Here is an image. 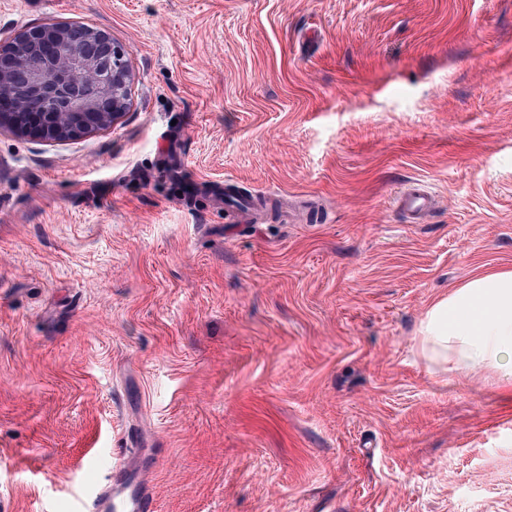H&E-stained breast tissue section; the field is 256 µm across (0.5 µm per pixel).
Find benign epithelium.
Listing matches in <instances>:
<instances>
[{"label": "benign epithelium", "instance_id": "obj_1", "mask_svg": "<svg viewBox=\"0 0 512 512\" xmlns=\"http://www.w3.org/2000/svg\"><path fill=\"white\" fill-rule=\"evenodd\" d=\"M132 82L125 51L92 28L66 24L20 31L0 42V125L43 141L76 139L117 121Z\"/></svg>", "mask_w": 512, "mask_h": 512}]
</instances>
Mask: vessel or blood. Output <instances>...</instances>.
I'll use <instances>...</instances> for the list:
<instances>
[{
    "instance_id": "b4317fda",
    "label": "vessel or blood",
    "mask_w": 512,
    "mask_h": 512,
    "mask_svg": "<svg viewBox=\"0 0 512 512\" xmlns=\"http://www.w3.org/2000/svg\"><path fill=\"white\" fill-rule=\"evenodd\" d=\"M431 201L429 190L418 183L398 196L401 209L414 217L425 213ZM95 467L98 475L72 501L73 512H157L141 462L112 463L100 456L95 460Z\"/></svg>"
}]
</instances>
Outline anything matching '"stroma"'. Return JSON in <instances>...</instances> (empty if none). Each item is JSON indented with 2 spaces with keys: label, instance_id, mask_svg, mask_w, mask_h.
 Here are the masks:
<instances>
[{
  "label": "stroma",
  "instance_id": "1",
  "mask_svg": "<svg viewBox=\"0 0 512 512\" xmlns=\"http://www.w3.org/2000/svg\"><path fill=\"white\" fill-rule=\"evenodd\" d=\"M43 23L133 83L107 129L0 128L11 512L133 440L157 512H512V396L418 350L512 269V0H0V41ZM397 201L402 210L417 218L429 209L432 196L424 185L414 183L399 194Z\"/></svg>",
  "mask_w": 512,
  "mask_h": 512
}]
</instances>
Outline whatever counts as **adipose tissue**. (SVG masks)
<instances>
[{
	"label": "adipose tissue",
	"instance_id": "1",
	"mask_svg": "<svg viewBox=\"0 0 512 512\" xmlns=\"http://www.w3.org/2000/svg\"><path fill=\"white\" fill-rule=\"evenodd\" d=\"M425 359L457 370L490 369L512 390V270L474 277L420 322Z\"/></svg>",
	"mask_w": 512,
	"mask_h": 512
}]
</instances>
